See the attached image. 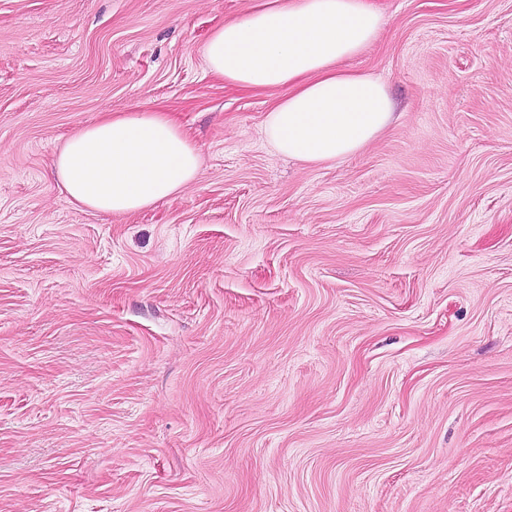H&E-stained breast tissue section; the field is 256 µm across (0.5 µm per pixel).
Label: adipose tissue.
<instances>
[{
	"mask_svg": "<svg viewBox=\"0 0 512 512\" xmlns=\"http://www.w3.org/2000/svg\"><path fill=\"white\" fill-rule=\"evenodd\" d=\"M381 27L371 0H257L211 34L202 57L225 83L279 91L264 120L276 151L332 163L364 149L395 118L384 82L343 65ZM199 169L196 146L168 113L136 108L78 129L54 163L71 204L106 214L170 201Z\"/></svg>",
	"mask_w": 512,
	"mask_h": 512,
	"instance_id": "obj_1",
	"label": "adipose tissue"
}]
</instances>
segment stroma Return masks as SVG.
<instances>
[{
  "label": "stroma",
  "instance_id": "stroma-1",
  "mask_svg": "<svg viewBox=\"0 0 512 512\" xmlns=\"http://www.w3.org/2000/svg\"><path fill=\"white\" fill-rule=\"evenodd\" d=\"M399 114L304 164L201 48L254 0H0V512H512V0H375ZM197 180L70 204L79 127ZM199 153L168 112H107L78 129L54 171L71 204L130 214L174 199L199 172Z\"/></svg>",
  "mask_w": 512,
  "mask_h": 512
}]
</instances>
